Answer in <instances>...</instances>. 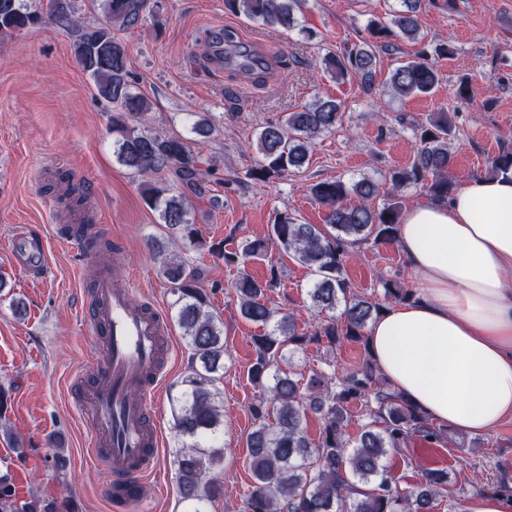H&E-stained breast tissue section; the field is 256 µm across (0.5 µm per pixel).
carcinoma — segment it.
I'll return each mask as SVG.
<instances>
[{"label": "carcinoma", "instance_id": "1", "mask_svg": "<svg viewBox=\"0 0 512 512\" xmlns=\"http://www.w3.org/2000/svg\"><path fill=\"white\" fill-rule=\"evenodd\" d=\"M388 22L368 23L370 39L325 65L338 82L356 81L369 92L380 54L395 49L394 41L419 40L422 0H397ZM147 0H101L105 23L81 29L73 42L74 56L98 94L116 105L112 114L115 155L119 164L143 178L140 192L146 206L158 213L172 233L205 246L190 222L184 192L199 193L207 178L201 167L198 147L217 135L205 115L191 126L192 138L161 134L147 129L143 118L148 101L132 90L128 51L112 28L138 24ZM307 8V0H224V12L244 14L264 26L292 29ZM48 11L68 30L77 26L67 0H48ZM43 14L23 6L20 0H0V37L11 36L41 22ZM221 49L213 61L222 66L228 52L241 59L242 68L263 77L281 63L278 55L266 56L239 44L231 31L222 32ZM451 42L433 48L420 47L413 59L399 64L390 84L401 97L429 94L439 82L431 57L453 54ZM344 112L335 99L318 98L313 103L285 114L276 123L259 127L253 164L245 179L269 184L296 174L309 163L316 138L332 133L343 124ZM453 127L448 113L441 111L414 125L419 146L412 163L389 171L393 188L421 185L432 199L446 200L455 184L448 177L452 164L450 137ZM172 175L182 188L173 193L162 173ZM490 173L512 175V149L491 162ZM315 200L325 208L324 223L303 224L286 213L276 215L270 225L269 241L279 251L307 268L314 276L308 296L311 307L321 314L343 306L341 319H322L311 333L300 332L295 318L279 314L265 298L277 287L278 270L258 281L245 272V264L261 255L265 242L245 240L238 250L224 251L211 244L208 251L224 257V264L238 269L232 288L239 312L245 320L264 328L253 337L256 358L248 379L261 389L262 397L250 407L252 430L246 437L252 482L243 498L242 512H433L448 488V471L425 468L414 488L399 487L384 465L392 452L402 450L418 437L426 441L456 444L448 429L436 426L423 412L392 391L374 366L371 355L343 376L315 371L299 377L292 369V353L312 343L333 347L344 340L361 342L369 351L366 330L386 305L351 291L344 276L348 248L356 243L391 244L396 241L402 206L395 197L374 204L379 184L362 178L352 184L342 179L320 181L311 186ZM161 276L177 296L176 321L193 351L198 367L181 381L174 412L176 482L181 502L190 512H207L206 502L220 493L210 476L224 457V422L219 393L214 386L224 371V322L211 310L210 300L198 286V272L181 257L161 261ZM384 299L410 301L415 292L396 280L382 281ZM360 402L371 422L355 438L346 436L350 405ZM321 416L317 442L308 439L303 427L307 410ZM0 512H47L36 500L18 504L7 476H0Z\"/></svg>", "mask_w": 512, "mask_h": 512}]
</instances>
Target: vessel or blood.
Returning a JSON list of instances; mask_svg holds the SVG:
<instances>
[{
  "instance_id": "1",
  "label": "vessel or blood",
  "mask_w": 512,
  "mask_h": 512,
  "mask_svg": "<svg viewBox=\"0 0 512 512\" xmlns=\"http://www.w3.org/2000/svg\"><path fill=\"white\" fill-rule=\"evenodd\" d=\"M14 264L32 276L47 264L42 235L26 231L12 245ZM82 276L92 285L84 325L95 341L92 377L80 383L76 408L93 427L91 447L109 475L116 507L141 501L158 467L160 432L152 400L173 351L161 311L137 300L131 280L111 275L95 251H86Z\"/></svg>"
}]
</instances>
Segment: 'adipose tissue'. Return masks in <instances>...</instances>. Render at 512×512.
<instances>
[{"instance_id": "1", "label": "adipose tissue", "mask_w": 512, "mask_h": 512, "mask_svg": "<svg viewBox=\"0 0 512 512\" xmlns=\"http://www.w3.org/2000/svg\"><path fill=\"white\" fill-rule=\"evenodd\" d=\"M414 299L368 329L384 381L449 431L512 420V176H476L403 215Z\"/></svg>"}]
</instances>
